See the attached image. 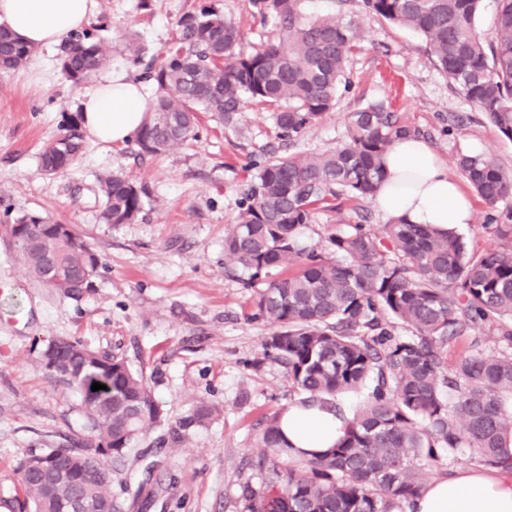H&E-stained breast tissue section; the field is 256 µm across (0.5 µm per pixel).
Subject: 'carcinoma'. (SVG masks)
Listing matches in <instances>:
<instances>
[{
	"label": "carcinoma",
	"mask_w": 512,
	"mask_h": 512,
	"mask_svg": "<svg viewBox=\"0 0 512 512\" xmlns=\"http://www.w3.org/2000/svg\"><path fill=\"white\" fill-rule=\"evenodd\" d=\"M303 0H247L273 18L282 37L249 52L242 32L205 2L178 21L177 39L145 66L157 95L135 141L157 155L197 138V113L233 121L246 104L275 109L281 136H299L336 105L346 64L359 41L352 21L306 14ZM390 23L426 39L448 80L512 140V0H496L494 37L476 28L483 0H363ZM112 50L102 39L71 35L62 43L61 74L75 85L92 77ZM35 49L0 27V73L24 66ZM421 131L398 122L384 105L351 112L347 139L322 153L266 159L243 192L224 234V268L243 283L280 270L258 293L255 317L272 333L263 348L288 369L298 402L336 407L350 392L363 400L344 434L321 454L288 452L281 414L270 417L259 447L274 478L261 495L243 493L244 512H407L425 475L448 461L512 464V250L468 249L463 238L430 224L385 225L378 237L348 224L329 238L331 259L301 243L315 210L343 196L372 198L393 141ZM80 125L48 142L42 170L53 175L84 153ZM461 176L486 205L485 222L512 242V174L483 155L462 154ZM148 196L123 174L98 179L106 224L134 221ZM21 212L0 225L5 240L41 284L78 300L92 290L98 255L69 224H44ZM505 345L485 354V337ZM461 348L453 363L448 349ZM41 365L80 395L86 435L33 451L19 465L22 512H113L111 464L166 421L143 375L124 360L59 336ZM99 382L105 390L94 391ZM223 405L202 401L173 423L163 441L183 444Z\"/></svg>",
	"instance_id": "obj_1"
}]
</instances>
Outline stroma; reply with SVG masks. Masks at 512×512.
Here are the masks:
<instances>
[{
    "label": "stroma",
    "mask_w": 512,
    "mask_h": 512,
    "mask_svg": "<svg viewBox=\"0 0 512 512\" xmlns=\"http://www.w3.org/2000/svg\"><path fill=\"white\" fill-rule=\"evenodd\" d=\"M97 0L90 20L111 42L107 69L140 77L134 49L151 56L179 34V18L201 0ZM243 33L245 49L276 41L244 0H212ZM305 12L353 21L361 34L347 63L351 81L336 107L294 140L280 138L272 113L247 107L226 124L205 112L196 140L159 156L134 141L87 142L64 172L44 175L43 146L78 119L79 86L58 66L59 47L36 50L28 65L0 74V224L21 211L75 225L100 258L93 291L59 296L35 282L0 241V512H18L20 462L34 450L83 436L89 419L80 397L40 365L51 339L70 336L142 371L169 420L201 401L224 406L222 417L177 448L159 445L164 427L148 432L112 465L118 512H243L244 490L266 491L272 472L258 446L266 417L296 398L286 368L265 356L271 333L253 318V298L267 286H245L224 270V231L238 213L256 166L271 155L324 152L344 141L350 112L381 103L400 122L421 129L457 175L459 155L487 154L512 173L505 139L434 64L418 32L389 23L359 0H304ZM49 69L50 86L33 77ZM121 173L146 184L150 196L129 224H106L94 202L96 179ZM382 234L373 199L342 198L317 210L303 244L326 245L346 224Z\"/></svg>",
    "instance_id": "1"
}]
</instances>
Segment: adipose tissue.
I'll return each instance as SVG.
<instances>
[{"label":"adipose tissue","instance_id":"adipose-tissue-1","mask_svg":"<svg viewBox=\"0 0 512 512\" xmlns=\"http://www.w3.org/2000/svg\"><path fill=\"white\" fill-rule=\"evenodd\" d=\"M95 8L96 0H0V26L34 48L50 47L85 27ZM79 111L89 139L122 143L146 122L148 93L141 81L113 70L84 88ZM384 170L375 204L387 219L443 230L474 223L472 199L423 138L396 139L385 155ZM345 425L342 414L317 406H292L282 417L283 434L297 454L332 447ZM410 512H512V465L449 468L426 483Z\"/></svg>","mask_w":512,"mask_h":512}]
</instances>
